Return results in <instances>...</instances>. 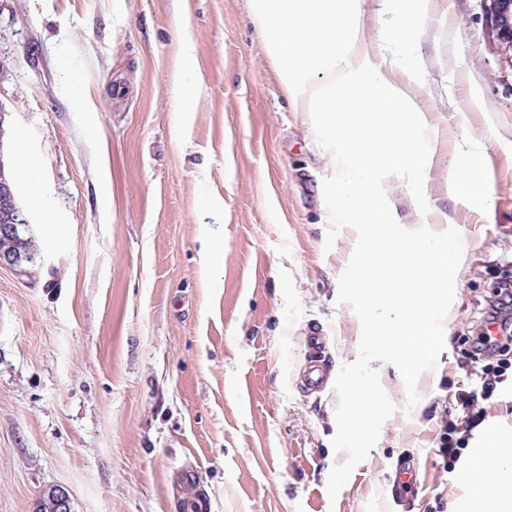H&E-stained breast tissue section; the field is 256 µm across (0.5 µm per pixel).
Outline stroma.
Returning <instances> with one entry per match:
<instances>
[{
	"label": "stroma",
	"mask_w": 512,
	"mask_h": 512,
	"mask_svg": "<svg viewBox=\"0 0 512 512\" xmlns=\"http://www.w3.org/2000/svg\"><path fill=\"white\" fill-rule=\"evenodd\" d=\"M423 28L417 100L441 138L386 197L399 237L444 231L469 251L449 334L406 376L364 339L348 285L365 229L337 217L311 117L282 93L248 0H0L5 163L36 166L54 217L18 182L38 258L0 269V512H35L56 486L72 512H464L439 433L460 414L459 338L481 325L487 270L512 273V69L479 0H433ZM453 165L477 168L486 195L450 194ZM208 240L223 246L209 267ZM314 324L330 380L307 393ZM369 373L382 411L344 441L349 387ZM407 457L419 483L396 501Z\"/></svg>",
	"instance_id": "35a3bbf8"
}]
</instances>
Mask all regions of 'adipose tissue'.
<instances>
[{"label": "adipose tissue", "instance_id": "1", "mask_svg": "<svg viewBox=\"0 0 512 512\" xmlns=\"http://www.w3.org/2000/svg\"><path fill=\"white\" fill-rule=\"evenodd\" d=\"M363 4L249 0L248 8L282 91L312 115L334 172L330 192L340 215L368 229L370 249L390 254L387 265L358 268L352 282L383 313L367 322L364 334L370 345L414 371L447 332L442 301L467 247L445 234L408 240L390 234L397 219L386 203V187L391 179L417 176L436 137L416 101L423 66L406 52L420 37L431 0H384L388 20L375 38L364 32ZM390 47L405 54L389 64L381 56ZM350 391L342 430L352 442L369 428L381 403L369 382ZM480 444L484 459H472L466 470L473 500L481 502L484 471L492 466L499 477L492 510L512 512V435L489 428Z\"/></svg>", "mask_w": 512, "mask_h": 512}]
</instances>
